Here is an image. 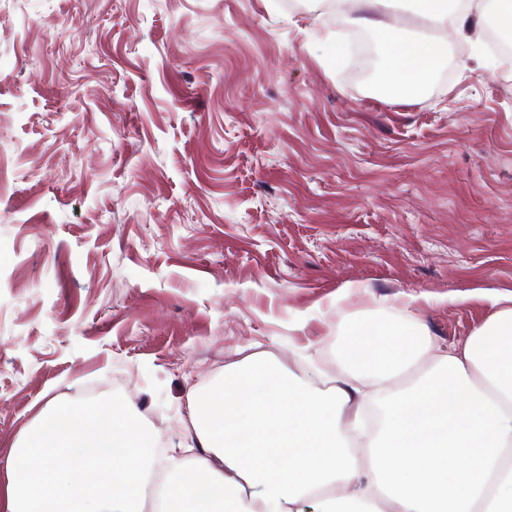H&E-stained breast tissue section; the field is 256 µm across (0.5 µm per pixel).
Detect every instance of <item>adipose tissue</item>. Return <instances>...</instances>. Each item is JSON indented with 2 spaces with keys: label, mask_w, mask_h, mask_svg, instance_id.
Here are the masks:
<instances>
[{
  "label": "adipose tissue",
  "mask_w": 512,
  "mask_h": 512,
  "mask_svg": "<svg viewBox=\"0 0 512 512\" xmlns=\"http://www.w3.org/2000/svg\"><path fill=\"white\" fill-rule=\"evenodd\" d=\"M462 30L478 0H405ZM384 86L415 94L438 40L376 27ZM431 365L423 334L352 325L334 384L251 355L187 396L182 445L159 447L133 404L51 401L0 471V512H512V294ZM163 473L162 489L152 477Z\"/></svg>",
  "instance_id": "ef3b65f1"
}]
</instances>
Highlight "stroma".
<instances>
[{
  "label": "stroma",
  "instance_id": "1",
  "mask_svg": "<svg viewBox=\"0 0 512 512\" xmlns=\"http://www.w3.org/2000/svg\"><path fill=\"white\" fill-rule=\"evenodd\" d=\"M487 27L402 98L337 54L324 0H0V456L85 395L179 440L190 386L259 353L333 373L367 312L480 327L512 292Z\"/></svg>",
  "mask_w": 512,
  "mask_h": 512
}]
</instances>
